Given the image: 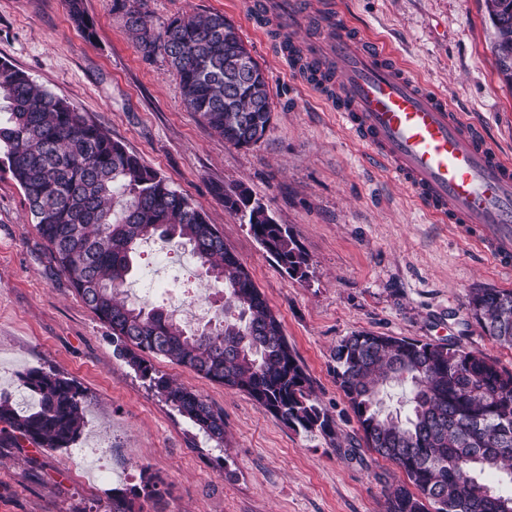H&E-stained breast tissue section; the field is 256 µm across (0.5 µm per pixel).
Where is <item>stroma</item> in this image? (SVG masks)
<instances>
[{
  "mask_svg": "<svg viewBox=\"0 0 512 512\" xmlns=\"http://www.w3.org/2000/svg\"><path fill=\"white\" fill-rule=\"evenodd\" d=\"M386 45L414 79L446 97L512 158V88L492 52L484 0H336ZM87 40L64 0H0V62L25 71L103 125L217 224L280 318L334 435L293 430L247 394L163 358L159 373L224 413V442L207 441L116 356L107 326L55 269L23 190L0 162V394L25 411L21 377L54 368L87 394L77 440L97 448L94 467L72 449L0 448V512H106L112 493L162 477L169 493L142 512H385L399 467L366 448L339 390L333 352L358 331L458 343L512 371V348L492 341L465 308L470 288L512 289V277L451 225L436 223L410 190L374 161L318 94L252 28L245 0H148L154 25L181 13L220 12L264 68L272 120L255 146L238 148L187 112L162 57L145 58L112 0H84ZM243 187L288 227L307 253V279L289 277L214 186ZM209 295L187 326L215 318L223 300L181 246L140 248L130 297L173 310L184 293ZM37 457L29 465L28 457ZM111 475L99 478L100 471Z\"/></svg>",
  "mask_w": 512,
  "mask_h": 512,
  "instance_id": "obj_1",
  "label": "stroma"
}]
</instances>
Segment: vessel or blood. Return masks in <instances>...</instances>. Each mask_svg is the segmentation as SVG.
<instances>
[{
	"label": "vessel or blood",
	"mask_w": 512,
	"mask_h": 512,
	"mask_svg": "<svg viewBox=\"0 0 512 512\" xmlns=\"http://www.w3.org/2000/svg\"><path fill=\"white\" fill-rule=\"evenodd\" d=\"M254 24L287 33L280 57L320 90L342 125L437 222L512 268V159L447 99L411 79L395 56L335 5L252 0Z\"/></svg>",
	"instance_id": "b4317fda"
}]
</instances>
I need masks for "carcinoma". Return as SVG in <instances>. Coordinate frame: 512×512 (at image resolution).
Masks as SVG:
<instances>
[{
  "mask_svg": "<svg viewBox=\"0 0 512 512\" xmlns=\"http://www.w3.org/2000/svg\"><path fill=\"white\" fill-rule=\"evenodd\" d=\"M495 30L498 71L512 84V0H484ZM89 40L94 23L82 0H65ZM146 0H112L147 58L162 56L179 80L186 109L238 148L257 144L272 102L265 71L223 15L191 14L153 25ZM245 62L236 73L233 65ZM0 155L23 190L58 270L111 330L117 356L208 439L224 441V413L201 395L156 372L163 357L200 377L246 393L284 424L333 433L311 380L265 295L224 237L191 199L112 139L108 130L30 76L0 62ZM224 208L243 213L249 229L291 277L308 275L309 257L289 230L244 189L215 187ZM177 241L207 277L224 286V320L189 328L172 314L126 296L140 246ZM467 309L495 342L512 347V289L472 288ZM336 384L367 448L394 462L406 481L386 495V512H512V494L485 482H512V372L456 343H421L353 333L334 351ZM37 408L16 410L0 396V448H68L79 438L87 400L73 379L54 369L21 376ZM404 387L401 418L382 414L387 387ZM166 483L150 475L115 491L108 512H134L142 498L158 502Z\"/></svg>",
  "mask_w": 512,
  "mask_h": 512,
  "instance_id": "cac0c4a2",
  "label": "carcinoma"
}]
</instances>
